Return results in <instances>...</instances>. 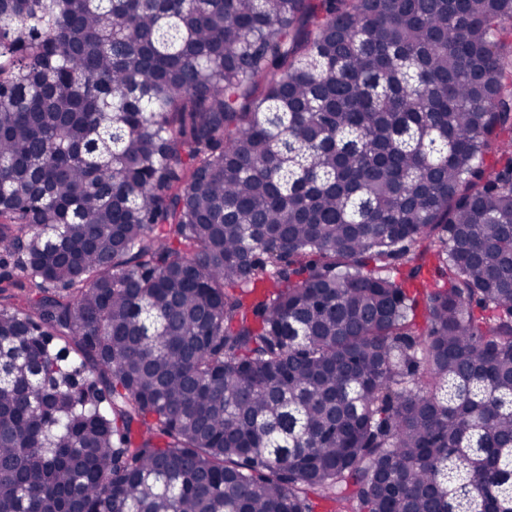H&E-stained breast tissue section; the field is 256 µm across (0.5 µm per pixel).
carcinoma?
Masks as SVG:
<instances>
[{
    "label": "carcinoma",
    "mask_w": 512,
    "mask_h": 512,
    "mask_svg": "<svg viewBox=\"0 0 512 512\" xmlns=\"http://www.w3.org/2000/svg\"><path fill=\"white\" fill-rule=\"evenodd\" d=\"M512 0H0V512H512Z\"/></svg>",
    "instance_id": "carcinoma-1"
}]
</instances>
